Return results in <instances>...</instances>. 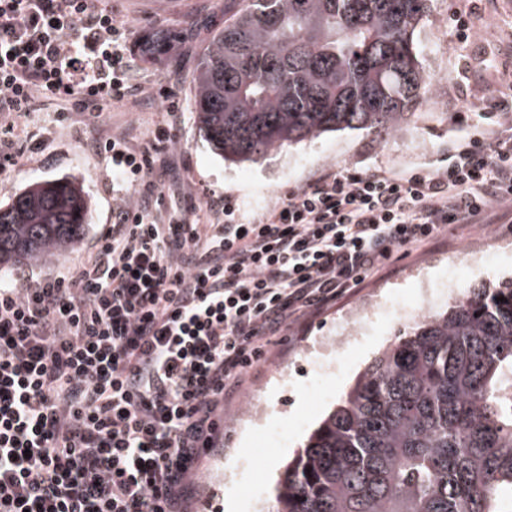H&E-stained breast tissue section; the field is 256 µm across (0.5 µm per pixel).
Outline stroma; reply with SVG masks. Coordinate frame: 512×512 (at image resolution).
Here are the masks:
<instances>
[{"mask_svg": "<svg viewBox=\"0 0 512 512\" xmlns=\"http://www.w3.org/2000/svg\"><path fill=\"white\" fill-rule=\"evenodd\" d=\"M124 24L130 79L141 96L112 103L102 112L62 111L57 101L39 99L35 111L14 120L10 136L17 163L0 173V204L17 191L45 179L63 178L88 195V230L77 246L46 262L1 273L0 283L16 285L25 274L57 275L79 267L95 237L112 221V161L95 154V139L121 135L135 148L147 146L168 109L182 114L174 144L154 151L155 168L172 167L177 183L161 184L163 215L178 214L186 223L206 222L208 194L228 195L252 208L274 204L325 169L366 170L385 165L408 172L438 163L449 136V97L468 99L471 92L496 81V71L512 67L504 42L512 38V0H473L470 22L477 36H456V0H432L431 12L418 29L420 61L430 81L425 102L408 113L393 134L345 130L324 133L278 149L254 163L235 165L216 154L201 131L193 108L194 77L204 48L224 26V0H108ZM498 239L501 258L484 271L465 272L464 283H498L512 278V217L500 223L454 224L446 234L411 253L401 251L365 276L360 287L339 297L316 316L275 337L266 361L249 375L241 395L224 407V441L207 454L193 486L194 512H227L235 495L238 512H276L275 481L300 450L322 416L354 385L379 350L393 342L407 321L398 310L414 295L416 273L437 285L448 267L481 238ZM381 295L389 311L360 343L323 358L316 373L306 362L308 350L339 336L352 308ZM262 415L242 423L253 400Z\"/></svg>", "mask_w": 512, "mask_h": 512, "instance_id": "35a3bbf8", "label": "stroma"}]
</instances>
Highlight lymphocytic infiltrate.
I'll return each instance as SVG.
<instances>
[{"label":"lymphocytic infiltrate","mask_w":512,"mask_h":512,"mask_svg":"<svg viewBox=\"0 0 512 512\" xmlns=\"http://www.w3.org/2000/svg\"><path fill=\"white\" fill-rule=\"evenodd\" d=\"M98 2L0 0L1 114L131 95L122 28ZM471 108L490 124L450 140L443 165L327 169L255 213L211 196V224L163 221L148 151L97 143L122 194L87 260L0 286V512H192L224 404L273 336L393 252L512 206V72L450 104L453 124Z\"/></svg>","instance_id":"f902f5d3"}]
</instances>
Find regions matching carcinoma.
I'll list each match as a JSON object with an SVG mask.
<instances>
[{
  "label": "carcinoma",
  "mask_w": 512,
  "mask_h": 512,
  "mask_svg": "<svg viewBox=\"0 0 512 512\" xmlns=\"http://www.w3.org/2000/svg\"><path fill=\"white\" fill-rule=\"evenodd\" d=\"M429 0H224L194 108L211 146L254 162L318 134L395 131L429 81ZM74 182L0 205V269L56 258L87 225ZM506 301L501 302L499 298ZM512 280L468 288L365 369L286 467L277 512H512Z\"/></svg>",
  "instance_id": "obj_1"
}]
</instances>
